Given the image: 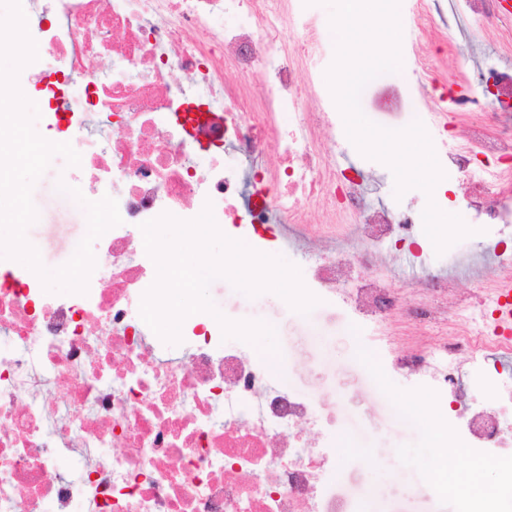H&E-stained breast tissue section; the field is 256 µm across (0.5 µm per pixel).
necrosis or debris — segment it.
<instances>
[{"instance_id":"necrosis-or-debris-1","label":"necrosis or debris","mask_w":512,"mask_h":512,"mask_svg":"<svg viewBox=\"0 0 512 512\" xmlns=\"http://www.w3.org/2000/svg\"><path fill=\"white\" fill-rule=\"evenodd\" d=\"M40 28L39 70L79 76L81 96L56 113L79 153L84 197L104 191L121 225L99 238L88 291L46 299L32 275L0 273V512H357L323 480L339 429L319 403L284 388L267 362L224 346L211 322L183 323L184 362L165 361L129 309L156 266L138 241L163 213L217 224L261 251L307 255L305 286L354 326L391 329L403 350L383 367L448 404L456 447L473 455L512 446V335L499 334L497 288L512 279V248L388 286L387 249L425 263L416 218L372 203L359 173L336 161V105L309 77L308 57L332 31L304 23V0H52ZM233 25H225V15ZM453 15L487 39L512 37L503 0H454ZM455 109L464 148L445 160L484 176L462 185L473 223H512V63L481 70ZM248 160L229 171L224 156ZM275 153L276 166L264 159ZM477 282L476 293L459 281ZM490 398L466 405L467 375ZM76 458L78 479L56 467Z\"/></svg>"}]
</instances>
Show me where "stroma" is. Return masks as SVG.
<instances>
[{"label": "stroma", "mask_w": 512, "mask_h": 512, "mask_svg": "<svg viewBox=\"0 0 512 512\" xmlns=\"http://www.w3.org/2000/svg\"><path fill=\"white\" fill-rule=\"evenodd\" d=\"M411 7V0H403L400 6L401 69L372 80L360 97L365 116L390 129L409 125L422 111L411 83V49L417 42ZM466 38L479 45L480 54L476 67L462 72L452 64L449 47L429 46L444 76L433 107H441L443 99L476 85L477 66H492L503 58L499 47L483 44L478 33L467 32ZM19 84L41 112L48 111L54 92L67 94L72 90L49 68L21 73ZM336 159L364 171L373 201L420 213L432 200L444 212L467 213L456 178L448 179L446 192L437 191L429 197L411 189L398 198L390 168L363 157L347 136L336 139ZM62 171V160L52 158L34 183L32 200L38 218L26 231L27 241L38 249L42 264L50 270L74 256L88 230L85 208L63 199L57 191ZM209 295L227 318L263 321L275 328L278 357L288 363L285 384L315 397L324 412L336 415L342 434L352 439L350 454L357 457V464H349L348 459L337 461L335 472L325 475L337 497L354 504L366 503L373 512H458L456 497L438 494L429 475L415 463L425 441L424 419L436 418L444 407L427 393L410 389L401 378L386 374L382 368L368 367L364 356L370 351L369 330L353 329L335 307L321 304L303 315L273 293L249 297L222 278L211 282Z\"/></svg>", "instance_id": "stroma-1"}]
</instances>
